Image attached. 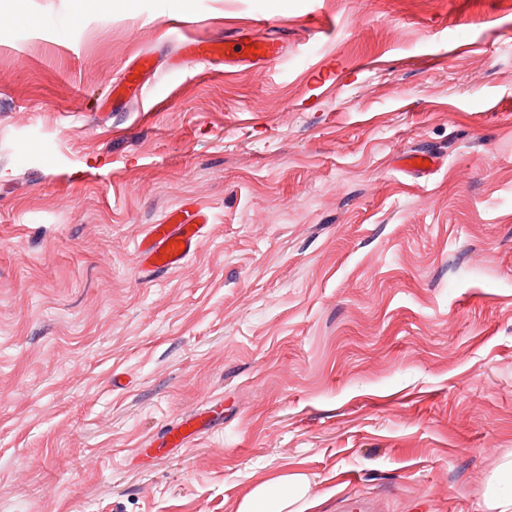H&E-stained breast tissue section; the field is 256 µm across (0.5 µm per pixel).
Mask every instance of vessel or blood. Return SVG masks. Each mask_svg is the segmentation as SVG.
<instances>
[{
	"label": "vessel or blood",
	"instance_id": "vessel-or-blood-1",
	"mask_svg": "<svg viewBox=\"0 0 512 512\" xmlns=\"http://www.w3.org/2000/svg\"><path fill=\"white\" fill-rule=\"evenodd\" d=\"M184 54L190 60L206 63L215 59L225 65L249 64L268 67L279 59L282 46L272 37L243 39H192L184 43ZM404 166L410 171L430 174L438 166V159L425 151L404 154ZM209 222L207 212L197 210L175 219L171 224L150 225L138 245L141 265L149 271H169L181 265L196 249Z\"/></svg>",
	"mask_w": 512,
	"mask_h": 512
}]
</instances>
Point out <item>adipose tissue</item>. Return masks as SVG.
I'll use <instances>...</instances> for the list:
<instances>
[{
  "label": "adipose tissue",
  "mask_w": 512,
  "mask_h": 512,
  "mask_svg": "<svg viewBox=\"0 0 512 512\" xmlns=\"http://www.w3.org/2000/svg\"><path fill=\"white\" fill-rule=\"evenodd\" d=\"M312 481L301 472H292L257 484L239 506L238 512H307L314 507Z\"/></svg>",
  "instance_id": "obj_1"
}]
</instances>
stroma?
<instances>
[{
	"mask_svg": "<svg viewBox=\"0 0 512 512\" xmlns=\"http://www.w3.org/2000/svg\"><path fill=\"white\" fill-rule=\"evenodd\" d=\"M0 512H483L512 457L506 0H0ZM280 60L170 69L173 23ZM143 100L111 99L142 54ZM406 150L438 155L428 176ZM210 222L142 273L149 225ZM208 407L187 448L161 441ZM311 492L312 480L308 475L288 473L257 484L243 499L238 512H306L317 504Z\"/></svg>",
	"mask_w": 512,
	"mask_h": 512,
	"instance_id": "1",
	"label": "stroma"
}]
</instances>
